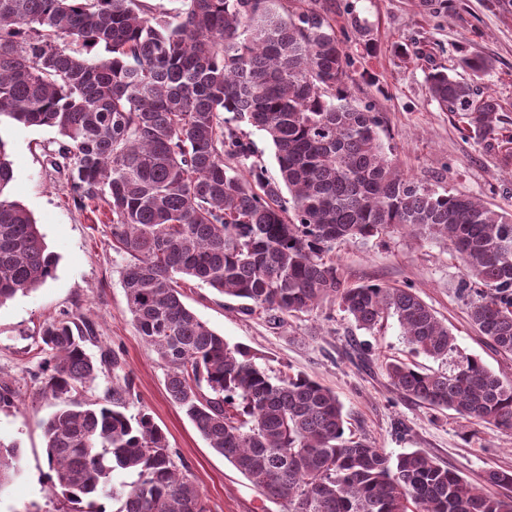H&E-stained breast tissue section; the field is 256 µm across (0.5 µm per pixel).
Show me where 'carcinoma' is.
<instances>
[{
  "label": "carcinoma",
  "mask_w": 512,
  "mask_h": 512,
  "mask_svg": "<svg viewBox=\"0 0 512 512\" xmlns=\"http://www.w3.org/2000/svg\"><path fill=\"white\" fill-rule=\"evenodd\" d=\"M169 19L138 0H0V120L50 127V164L68 171L83 208L109 215L126 257L128 311L166 367L170 400L209 447L287 512H512V470L471 481L419 451L395 457L345 437L336 394L302 375L270 376L183 302L195 278L278 324L334 301L359 330L397 318L418 355L446 372L386 365L391 389L512 432V383L462 354L448 325L411 287L348 285L331 254L390 229L444 239L463 263L460 294L490 343L512 353V212L409 177L385 152L377 113L349 94L353 61L331 10L278 0H176ZM478 76L490 62L464 55ZM431 97L479 140L501 130L500 106L434 69ZM264 132L280 179L254 160L241 125ZM13 180L0 138V305L53 277L31 213L4 197ZM95 324L68 312L37 332L40 383L57 401L44 423L51 493L69 512H212L164 432L127 414L132 380ZM112 372L104 397H75ZM18 390L0 379V409ZM0 439V490L19 470ZM119 473L135 475L114 483Z\"/></svg>",
  "instance_id": "1"
}]
</instances>
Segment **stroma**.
Here are the masks:
<instances>
[{"label": "stroma", "mask_w": 512, "mask_h": 512, "mask_svg": "<svg viewBox=\"0 0 512 512\" xmlns=\"http://www.w3.org/2000/svg\"><path fill=\"white\" fill-rule=\"evenodd\" d=\"M346 34L358 73L356 104L370 106L391 158L409 174L445 178L449 189L512 209V161L459 128L432 99L426 74L435 67L458 70L461 55L481 56L492 67L478 81L497 98L504 125L512 129V0H320ZM365 19L376 45L360 57L350 22ZM14 178L6 195L23 204L49 251L58 257L52 278L37 290L0 305V377L19 386L16 408L0 410V439L16 442L21 473L0 490V512H66L47 483L43 424L55 410L36 378L40 357L34 337L44 320L62 312L96 323L98 344L120 353L134 382L128 412L148 409L165 433L177 463L186 465L213 512H285L262 496L223 456L214 452L185 414L169 399L166 369L142 340L127 308L123 288L126 259L112 249L100 216L82 209L69 194L66 176L48 162L59 135L48 127L0 123ZM333 255L347 283L414 288L443 319L462 353L478 356L503 380H512V357L500 354L472 326L468 300L457 288L463 269L446 241L406 232L338 243ZM183 301L232 344L249 349L274 376L303 373L336 393L344 406L347 436L364 439L391 455L420 450L469 480L489 469H512V432L472 423L391 392L387 363L402 361L429 371L444 363L414 355L396 319L374 330L356 329L338 304L273 324L265 314L243 313L240 301L185 278Z\"/></svg>", "instance_id": "35a3bbf8"}]
</instances>
